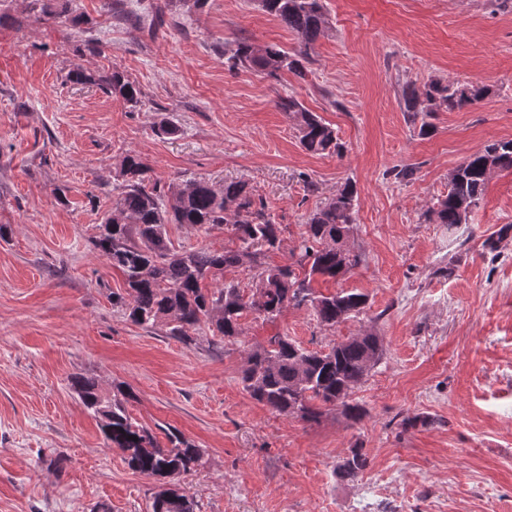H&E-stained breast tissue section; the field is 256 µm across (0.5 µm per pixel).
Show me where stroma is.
<instances>
[{
	"mask_svg": "<svg viewBox=\"0 0 512 512\" xmlns=\"http://www.w3.org/2000/svg\"><path fill=\"white\" fill-rule=\"evenodd\" d=\"M28 2L0 0V512H151L157 482L106 447L75 374L131 391L133 418L205 448L185 480L197 512H512V169L468 223L422 219L467 156L512 139V2L322 0L329 27L303 79L229 67L241 39L298 47L257 0H129L121 18L68 0L45 21ZM78 67L122 72L140 104L71 81ZM434 78L490 93L423 135L401 92ZM287 95L335 129L343 156L302 149ZM163 120L176 134H158ZM130 151L162 187L246 181L282 228L271 265L292 263L308 215L353 181L362 262L313 286L365 293V311L333 328L306 308L251 314L236 341L204 327L189 345L129 321L112 303L124 276L91 241ZM407 165L413 178L394 182ZM167 230L179 250L238 245L227 224ZM366 331L383 356L350 396L360 421L287 417L242 387L248 351L271 336L326 351ZM354 448L369 465L341 481Z\"/></svg>",
	"mask_w": 512,
	"mask_h": 512,
	"instance_id": "35a3bbf8",
	"label": "stroma"
}]
</instances>
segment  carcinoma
<instances>
[{
  "instance_id": "1",
  "label": "carcinoma",
  "mask_w": 512,
  "mask_h": 512,
  "mask_svg": "<svg viewBox=\"0 0 512 512\" xmlns=\"http://www.w3.org/2000/svg\"><path fill=\"white\" fill-rule=\"evenodd\" d=\"M31 6L38 19L66 13L65 4L55 5L53 0H31ZM260 6L297 36L299 48L290 53L242 39L229 56L232 66L269 76L287 71L304 77L313 45L328 25L320 0H261ZM72 77L80 83L99 82L132 107L140 104V91L118 71L97 80L78 69ZM489 93L486 86L441 79L424 84L421 90L413 84L403 90L405 109L412 119L421 121L423 135L432 132L429 119L435 112L460 111ZM278 106L295 122L306 152L344 154L335 129L296 97H282ZM491 164L499 170L512 169L511 139L493 142L466 157L448 181V194L424 213L425 221L450 229L467 223L483 198ZM148 171L140 155L123 156L124 191L93 240L94 250L125 276L127 296L113 295L112 304L125 310L133 323L145 329L164 326L169 335L189 344L193 338L186 328L201 325L227 341L236 340L249 313L274 319L288 307H310L321 324L334 327L366 308L368 298L361 292L323 294L313 287L316 279L336 281L361 262L359 254L341 245L354 223L357 190L352 181H346L309 216L294 264L262 269L254 290L245 296L234 283L224 282V271L258 267L265 253L279 249L281 227L265 202L255 197L245 181L226 182L220 189L205 180L148 189ZM170 223L199 229L230 224L239 245L222 253L204 248L178 252L168 238ZM208 279L220 285L202 287ZM382 354L381 340L372 333L351 336L327 352L310 351L287 336L276 335L247 353L241 382L252 399L285 416L315 421L322 415L321 407L339 405L346 415L358 419L361 409L348 401L349 395ZM70 384L99 422L107 447L119 449L130 469L160 483L152 512H196L181 479L201 465L205 449L174 429L164 431L168 445H162L150 428L128 413L121 388L107 394L95 378L81 374L73 376ZM367 465L363 449L353 448L336 466V476L354 481Z\"/></svg>"
}]
</instances>
